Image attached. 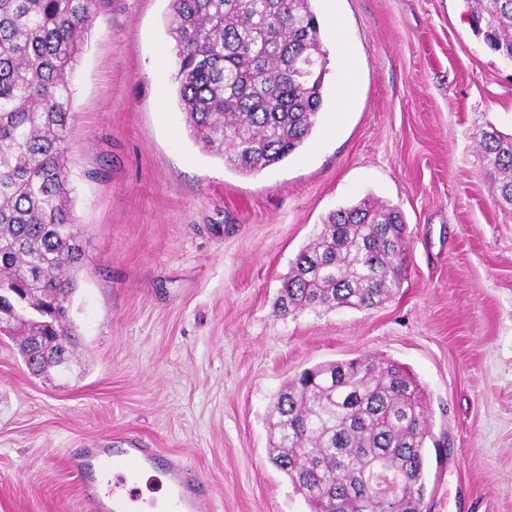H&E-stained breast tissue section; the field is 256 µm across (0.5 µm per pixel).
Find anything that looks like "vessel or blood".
I'll use <instances>...</instances> for the list:
<instances>
[{
  "label": "vessel or blood",
  "instance_id": "vessel-or-blood-1",
  "mask_svg": "<svg viewBox=\"0 0 512 512\" xmlns=\"http://www.w3.org/2000/svg\"><path fill=\"white\" fill-rule=\"evenodd\" d=\"M155 458L147 449L136 446L126 448H100L77 462L83 475L84 491L95 512H153L154 502H136L132 493L110 485L111 476L121 478L138 476L152 467ZM167 478V512H215L213 498L203 490L200 482L186 468L172 466L165 472Z\"/></svg>",
  "mask_w": 512,
  "mask_h": 512
}]
</instances>
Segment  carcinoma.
<instances>
[{
	"instance_id": "obj_1",
	"label": "carcinoma",
	"mask_w": 512,
	"mask_h": 512,
	"mask_svg": "<svg viewBox=\"0 0 512 512\" xmlns=\"http://www.w3.org/2000/svg\"><path fill=\"white\" fill-rule=\"evenodd\" d=\"M98 0H0V305L16 308L34 375L69 368L68 315L85 249L67 154L72 81ZM474 33L512 59V0H467ZM173 80L190 136L242 175L300 150L323 106L328 57L312 0H170ZM512 207V135L479 141ZM402 212L370 199L330 212L292 262L280 314L373 308L402 284ZM269 458L312 512H425L431 427L415 378L361 357L316 366L274 397ZM379 474L387 497L369 492Z\"/></svg>"
}]
</instances>
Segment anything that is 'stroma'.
<instances>
[{"label":"stroma","instance_id":"35a3bbf8","mask_svg":"<svg viewBox=\"0 0 512 512\" xmlns=\"http://www.w3.org/2000/svg\"><path fill=\"white\" fill-rule=\"evenodd\" d=\"M329 58L303 148L244 176L190 137L170 75V0H101L74 75L73 210L84 239L69 371L35 376L0 340V512H90L66 459L126 437L168 455L218 512H310L269 459L273 395L363 356L408 369L445 446L430 512H512V210L479 139L512 133V60L465 0H314ZM357 95L336 114L344 66ZM374 197L407 224L404 280L369 310L276 301L332 211Z\"/></svg>","mask_w":512,"mask_h":512}]
</instances>
